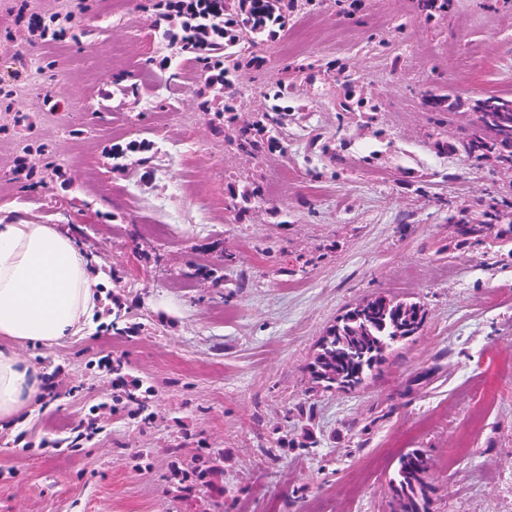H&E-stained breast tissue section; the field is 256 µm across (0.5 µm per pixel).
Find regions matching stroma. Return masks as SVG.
Wrapping results in <instances>:
<instances>
[{
	"label": "stroma",
	"mask_w": 512,
	"mask_h": 512,
	"mask_svg": "<svg viewBox=\"0 0 512 512\" xmlns=\"http://www.w3.org/2000/svg\"><path fill=\"white\" fill-rule=\"evenodd\" d=\"M155 2L83 0L48 45L30 15L73 0H0V217L72 234L112 300L85 336L20 347L45 390L0 428V512H393L412 448L430 512H512V213L459 233L512 203V171L465 150L473 99H512V6L298 0L276 38L241 39L260 63L223 130ZM259 120L280 150L227 141ZM378 294L420 303L419 333L355 389L315 383L322 336Z\"/></svg>",
	"instance_id": "stroma-1"
}]
</instances>
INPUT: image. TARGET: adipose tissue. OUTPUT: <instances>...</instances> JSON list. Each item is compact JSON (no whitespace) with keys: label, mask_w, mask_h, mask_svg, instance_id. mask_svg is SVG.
<instances>
[{"label":"adipose tissue","mask_w":512,"mask_h":512,"mask_svg":"<svg viewBox=\"0 0 512 512\" xmlns=\"http://www.w3.org/2000/svg\"><path fill=\"white\" fill-rule=\"evenodd\" d=\"M98 280L76 238L53 224L0 219V423L44 391L40 369L16 345L52 346L83 332L97 311Z\"/></svg>","instance_id":"1"}]
</instances>
